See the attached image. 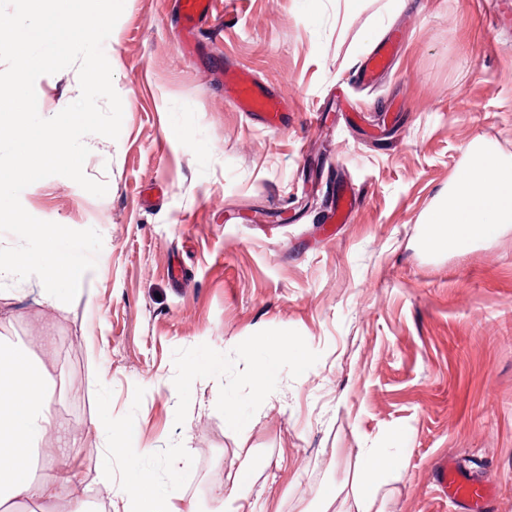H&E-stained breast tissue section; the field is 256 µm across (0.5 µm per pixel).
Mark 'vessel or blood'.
<instances>
[{"label":"vessel or blood","instance_id":"vessel-or-blood-1","mask_svg":"<svg viewBox=\"0 0 512 512\" xmlns=\"http://www.w3.org/2000/svg\"><path fill=\"white\" fill-rule=\"evenodd\" d=\"M177 7L186 22L189 34H197L198 25L215 12V0H177ZM394 51L392 42H384L367 59L362 71L363 80H372L386 69ZM224 92L243 112H252L267 128L279 129L288 124V106L266 85L249 73L229 68L224 73ZM358 196L354 189L343 186L336 192L331 218L344 223L354 210ZM440 483L448 487V499L456 504L484 505L490 497L489 485L472 483L452 461H445L438 469Z\"/></svg>","mask_w":512,"mask_h":512}]
</instances>
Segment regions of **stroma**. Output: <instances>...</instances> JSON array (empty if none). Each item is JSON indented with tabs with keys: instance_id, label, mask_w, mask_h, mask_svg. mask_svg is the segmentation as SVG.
<instances>
[{
	"instance_id": "1",
	"label": "stroma",
	"mask_w": 512,
	"mask_h": 512,
	"mask_svg": "<svg viewBox=\"0 0 512 512\" xmlns=\"http://www.w3.org/2000/svg\"><path fill=\"white\" fill-rule=\"evenodd\" d=\"M174 2L125 0L104 44L122 128L85 137L84 172L107 194L51 176L20 195L34 217L103 239L72 303L40 300L32 276L0 284V340L55 385L51 464L106 512H123L111 485L141 472L225 512L239 469L256 512H322L359 450L382 448L404 459L384 512H461L438 497L448 457L494 484L491 512H512V224L454 251L427 248L422 224L468 142L512 163V21L494 22L512 0H235L194 57ZM391 38L390 70L361 84ZM229 64L287 100V127L225 99ZM35 91L57 115L80 95L77 67ZM346 182L359 203L328 223ZM258 363L275 367L260 386ZM97 420L131 427L142 452L111 457Z\"/></svg>"
}]
</instances>
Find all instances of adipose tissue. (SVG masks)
Returning <instances> with one entry per match:
<instances>
[{
	"mask_svg": "<svg viewBox=\"0 0 512 512\" xmlns=\"http://www.w3.org/2000/svg\"><path fill=\"white\" fill-rule=\"evenodd\" d=\"M468 164L449 184L446 197L427 213L425 234L433 246L456 250L474 234L490 235L512 224V166L472 140ZM52 386L26 352L0 342V505L50 503L70 499L84 512V491L72 474L34 476L41 440L53 419ZM399 459L385 460L361 450L351 489L336 512H383L380 490ZM124 512H195L184 497L158 495L151 477L138 475L123 489Z\"/></svg>",
	"mask_w": 512,
	"mask_h": 512,
	"instance_id": "obj_1",
	"label": "adipose tissue"
}]
</instances>
